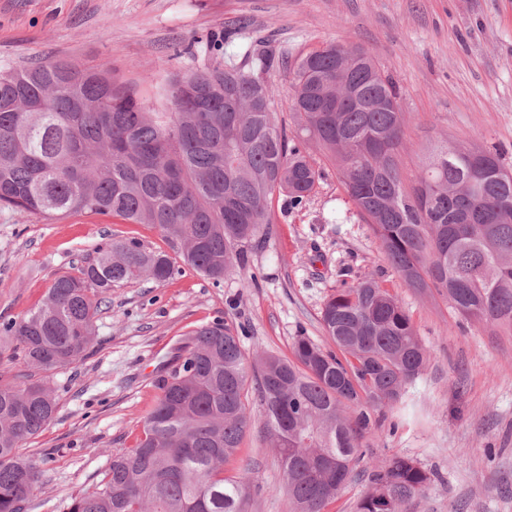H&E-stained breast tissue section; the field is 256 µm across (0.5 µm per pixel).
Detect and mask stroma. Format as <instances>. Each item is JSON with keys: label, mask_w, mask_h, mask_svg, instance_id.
<instances>
[{"label": "stroma", "mask_w": 512, "mask_h": 512, "mask_svg": "<svg viewBox=\"0 0 512 512\" xmlns=\"http://www.w3.org/2000/svg\"><path fill=\"white\" fill-rule=\"evenodd\" d=\"M210 36L222 39L220 52H204ZM257 39L275 59L267 78L286 129L294 127L293 62L345 43L367 51L400 88L407 181L444 140L496 151L512 172V0H0V73L51 61L103 64L143 95L148 74L161 84L228 59L250 66ZM309 156L322 172L314 191L295 208L274 196L268 236L221 283L185 269L113 288L86 358L44 377L59 410L21 450L43 466L30 512H68L113 457L135 446L157 381L192 331L228 321L252 360L292 358L299 336L331 350L323 305L368 275L400 301L427 362L403 405L374 413L353 479L326 512H357L369 471L394 455L431 476L412 512H512V330L466 320L441 297L408 288L335 168L317 148ZM113 237L167 247L150 224L90 214L48 223L0 208V323L37 307L55 278ZM244 466L253 482L248 512H289L278 453L257 413L224 471Z\"/></svg>", "instance_id": "obj_1"}]
</instances>
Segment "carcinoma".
Here are the masks:
<instances>
[{"label":"carcinoma","instance_id":"carcinoma-1","mask_svg":"<svg viewBox=\"0 0 512 512\" xmlns=\"http://www.w3.org/2000/svg\"><path fill=\"white\" fill-rule=\"evenodd\" d=\"M267 69L261 59L256 72L215 66L173 77L160 87L167 112L114 85L104 66L53 62L0 75V207L44 221L84 213L152 224L169 246L100 244L38 307L0 325L30 371L0 383V512H26L42 485L19 449L55 418L58 400L34 377L84 359L113 287L165 281L179 262L217 283L244 262L269 234L274 195L297 207L320 179L311 143L408 287L444 297L466 320L512 327V173L499 159L446 141L408 187L400 89L367 52L329 44L297 59L290 137ZM321 322L339 354L300 336L293 359L257 366L231 325L192 331L137 445L69 512H246L249 470L226 476L224 463L251 420V369L292 512H323L350 479L373 413L402 401L427 357L397 298L372 277L329 297ZM429 481L394 456L369 475L358 512H408Z\"/></svg>","mask_w":512,"mask_h":512}]
</instances>
